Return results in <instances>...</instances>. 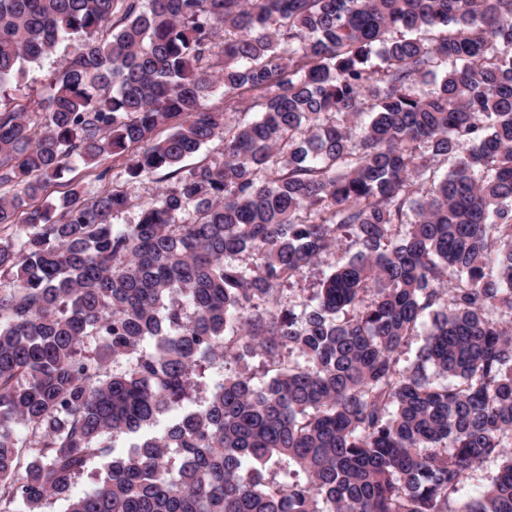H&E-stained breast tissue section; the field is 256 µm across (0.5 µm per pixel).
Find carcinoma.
<instances>
[{
    "mask_svg": "<svg viewBox=\"0 0 512 512\" xmlns=\"http://www.w3.org/2000/svg\"><path fill=\"white\" fill-rule=\"evenodd\" d=\"M63 41L48 94L7 101ZM246 99L260 116L237 122ZM215 138L224 162L183 165ZM109 158L124 185L33 205ZM19 222L0 512H512V0H0V226ZM162 176L163 174H158L150 179H145L132 188L135 197L134 203L137 205L113 217L112 224L117 229H123L128 224H135L137 222L140 206L151 203L162 187L166 185ZM344 251L342 248L336 249L335 251H331L326 255H323L321 260L318 263L308 268L304 274L303 278L295 284L294 287H291L288 290L287 294L290 299L295 300L301 297H306L311 294L310 288L314 286V283L322 277L323 271H328L329 267L334 265L337 260H339L342 256H344ZM304 289V290H301ZM202 376V378L198 379L199 387L195 394L194 401L192 402L193 407L202 405L204 401L210 397L215 385L218 382H222L224 379V366L213 365L211 368L207 369ZM500 461H489L476 473V478L466 488L463 497H477L481 495L491 482V478L497 473Z\"/></svg>",
    "mask_w": 512,
    "mask_h": 512,
    "instance_id": "carcinoma-1",
    "label": "carcinoma"
}]
</instances>
